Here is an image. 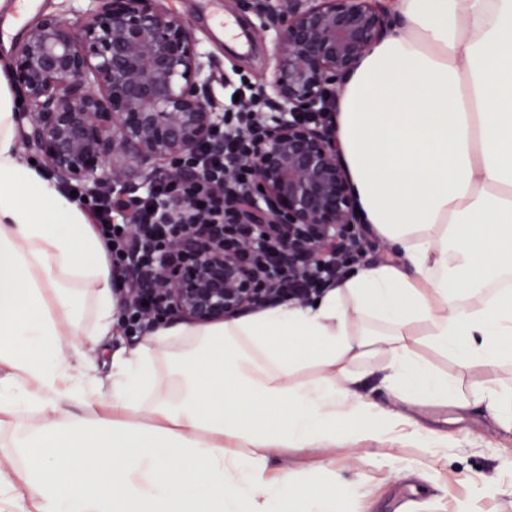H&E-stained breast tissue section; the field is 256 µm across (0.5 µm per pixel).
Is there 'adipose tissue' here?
Returning a JSON list of instances; mask_svg holds the SVG:
<instances>
[{"mask_svg":"<svg viewBox=\"0 0 512 512\" xmlns=\"http://www.w3.org/2000/svg\"><path fill=\"white\" fill-rule=\"evenodd\" d=\"M397 22L338 99L336 140L358 212L398 259L319 304L175 322L95 373L116 324L104 242L24 160L0 67V495L15 512H360L356 484L272 472L283 450L448 439L406 407L486 409L512 427V0H394ZM488 368L478 392L424 361ZM38 416L39 426L28 423ZM363 390L370 401L382 407L398 408L401 406L399 398L394 393L385 390L375 380L367 379L364 383Z\"/></svg>","mask_w":512,"mask_h":512,"instance_id":"1","label":"adipose tissue"}]
</instances>
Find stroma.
Returning <instances> with one entry per match:
<instances>
[{"label": "stroma", "mask_w": 512, "mask_h": 512, "mask_svg": "<svg viewBox=\"0 0 512 512\" xmlns=\"http://www.w3.org/2000/svg\"><path fill=\"white\" fill-rule=\"evenodd\" d=\"M217 6L253 30L251 49L239 54L193 23L200 51L215 63L217 76L241 74L265 87L275 42L273 34L255 33L264 16L243 0H217ZM416 413L429 429L447 435V451L429 455L399 441H370L335 463L343 479L361 480L367 512H512V433L499 432L480 409L423 406Z\"/></svg>", "instance_id": "obj_1"}]
</instances>
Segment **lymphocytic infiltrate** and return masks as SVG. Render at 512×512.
<instances>
[{"label":"lymphocytic infiltrate","instance_id":"1","mask_svg":"<svg viewBox=\"0 0 512 512\" xmlns=\"http://www.w3.org/2000/svg\"><path fill=\"white\" fill-rule=\"evenodd\" d=\"M269 109L262 94L246 78L225 82L224 122L214 132L224 148L216 151L204 145L188 160L201 173L202 183L178 184L161 178L141 194L124 196L103 190L88 197L77 193V200L93 219L95 231L104 238L114 275H121L131 264L147 267L153 263L178 231L174 206L181 201L194 203L203 215L223 218L225 250L234 253L241 265L261 268L266 282L278 289L271 299L275 305L335 286L345 278L348 266L366 257L372 231L370 225L360 223L346 242L326 247L322 256L311 261L308 272L288 275L273 246L275 228L265 227L254 234L252 249L242 248V239L250 234L248 226L236 223L233 215L225 213L223 201L204 192V184H223L228 170L233 172L236 185L253 182L254 171L244 165L243 159L263 132L257 113Z\"/></svg>","mask_w":512,"mask_h":512}]
</instances>
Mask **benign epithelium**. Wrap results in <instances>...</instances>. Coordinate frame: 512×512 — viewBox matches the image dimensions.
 Returning <instances> with one entry per match:
<instances>
[{"mask_svg": "<svg viewBox=\"0 0 512 512\" xmlns=\"http://www.w3.org/2000/svg\"><path fill=\"white\" fill-rule=\"evenodd\" d=\"M74 18L34 20L12 53L10 83L21 98V144L61 185L137 191L163 175L191 181L182 160L212 138L224 113L208 93L214 76L182 16L166 0H85ZM380 0H266L276 41L268 89L293 114H316L361 57L383 37L391 17ZM243 163L251 189L234 203L239 224L280 229L278 253L293 265L307 247L336 242L357 210L334 124L275 114ZM175 238L150 271H126L155 304L144 314L205 325L262 303L274 289L253 287L254 273L213 239L209 224Z\"/></svg>", "mask_w": 512, "mask_h": 512, "instance_id": "obj_1", "label": "benign epithelium"}]
</instances>
